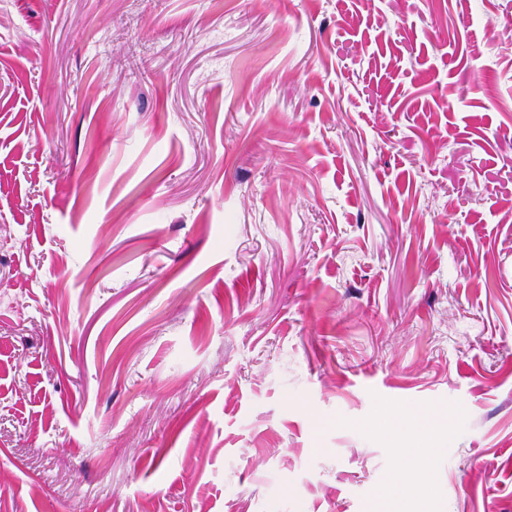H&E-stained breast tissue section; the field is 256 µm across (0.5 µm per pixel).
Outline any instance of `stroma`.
<instances>
[{
  "label": "stroma",
  "instance_id": "1",
  "mask_svg": "<svg viewBox=\"0 0 512 512\" xmlns=\"http://www.w3.org/2000/svg\"><path fill=\"white\" fill-rule=\"evenodd\" d=\"M512 512V0H0V512ZM446 421V422H445ZM422 434L419 440L400 448L404 460L427 459L436 455L448 437V412L436 410L422 416ZM405 484V474L402 469L395 470L388 478L387 486L383 492V496L379 501L369 502L366 506L368 512H423L419 511L417 507L418 501L427 496H436L437 491L433 488L418 485L415 486V491L411 495L392 496L391 492ZM386 497L392 498L396 501L397 507L394 511H385L384 499Z\"/></svg>",
  "mask_w": 512,
  "mask_h": 512
}]
</instances>
